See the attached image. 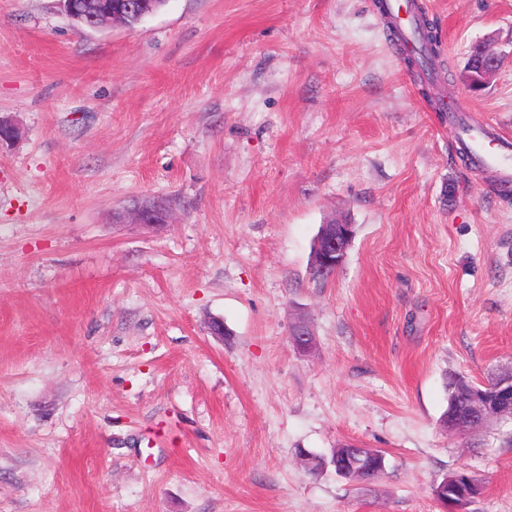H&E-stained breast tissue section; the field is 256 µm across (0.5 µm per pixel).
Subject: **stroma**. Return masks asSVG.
I'll return each mask as SVG.
<instances>
[{
	"label": "stroma",
	"mask_w": 512,
	"mask_h": 512,
	"mask_svg": "<svg viewBox=\"0 0 512 512\" xmlns=\"http://www.w3.org/2000/svg\"><path fill=\"white\" fill-rule=\"evenodd\" d=\"M422 2L433 81L376 0H167L102 31L0 0V512H442L459 469L467 512H512V422L441 424L447 374L512 368V198L433 109L512 130V0ZM482 41L505 59L475 94ZM144 198L173 224L115 222ZM335 216L355 235L317 282ZM345 443L381 451L375 483L297 458ZM417 29L422 31L423 38L426 41L425 54L421 60L412 56V60L406 62L410 68L414 66L420 67L423 71H432L436 60L440 56L439 43L437 35L434 31V25L425 16L416 24ZM289 335L297 350L308 353L316 346L313 325L305 315H297L289 326Z\"/></svg>",
	"instance_id": "stroma-1"
}]
</instances>
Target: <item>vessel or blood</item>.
I'll return each mask as SVG.
<instances>
[{
	"label": "vessel or blood",
	"mask_w": 512,
	"mask_h": 512,
	"mask_svg": "<svg viewBox=\"0 0 512 512\" xmlns=\"http://www.w3.org/2000/svg\"><path fill=\"white\" fill-rule=\"evenodd\" d=\"M391 22L408 37L411 48H418L415 18L406 0H386ZM448 112H462L459 138L463 148L481 169L492 172L500 183L512 182V138L506 136L499 124L488 122L483 115L463 110L458 101H451Z\"/></svg>",
	"instance_id": "1"
}]
</instances>
